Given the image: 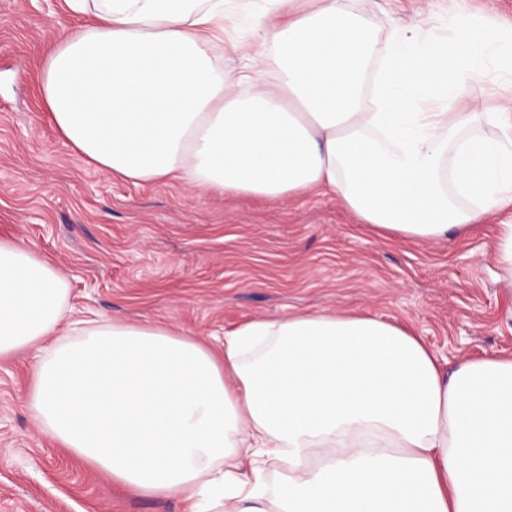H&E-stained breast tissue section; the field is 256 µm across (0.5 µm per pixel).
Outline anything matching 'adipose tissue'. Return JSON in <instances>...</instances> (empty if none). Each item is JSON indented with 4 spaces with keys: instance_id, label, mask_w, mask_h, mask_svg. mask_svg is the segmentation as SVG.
Returning a JSON list of instances; mask_svg holds the SVG:
<instances>
[{
    "instance_id": "1",
    "label": "adipose tissue",
    "mask_w": 512,
    "mask_h": 512,
    "mask_svg": "<svg viewBox=\"0 0 512 512\" xmlns=\"http://www.w3.org/2000/svg\"><path fill=\"white\" fill-rule=\"evenodd\" d=\"M94 16L44 58L39 94L83 161L140 183L280 199L330 191L374 231L466 235L512 210V29L375 24L348 0H255L259 48L224 69L226 0H67ZM67 277L0 238V360L38 353L41 432L186 512H512V356L447 370L367 313L295 312L225 332L63 322ZM280 469L270 485L268 465ZM477 94L483 102L484 106L491 108L496 106L505 97L509 96L511 89L503 79L496 81H488L477 89Z\"/></svg>"
}]
</instances>
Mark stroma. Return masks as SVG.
I'll return each instance as SVG.
<instances>
[{
	"instance_id": "1",
	"label": "stroma",
	"mask_w": 512,
	"mask_h": 512,
	"mask_svg": "<svg viewBox=\"0 0 512 512\" xmlns=\"http://www.w3.org/2000/svg\"><path fill=\"white\" fill-rule=\"evenodd\" d=\"M449 0H366L425 34ZM65 0H0V237L49 255L73 314L223 335L298 309L369 313L421 336L449 366L512 354V288L493 258L495 226L418 242L366 230L337 197L203 194L181 182L135 184L85 164L38 95L59 35L90 23ZM37 357L0 360V512H182L179 498L135 495L42 434L26 404Z\"/></svg>"
}]
</instances>
